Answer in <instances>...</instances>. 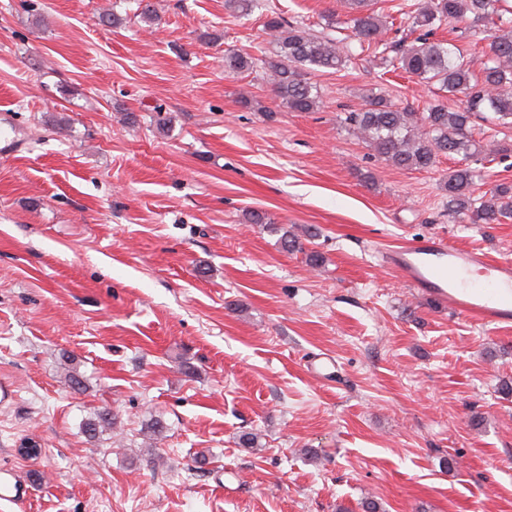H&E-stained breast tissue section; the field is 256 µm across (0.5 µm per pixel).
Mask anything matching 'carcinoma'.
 <instances>
[{
	"label": "carcinoma",
	"instance_id": "carcinoma-1",
	"mask_svg": "<svg viewBox=\"0 0 512 512\" xmlns=\"http://www.w3.org/2000/svg\"><path fill=\"white\" fill-rule=\"evenodd\" d=\"M358 2L362 7L350 8L344 21L353 34L349 40L312 33L302 23L286 22L275 11L266 15L263 27L276 52L262 65L276 96L289 110L314 111L320 96L310 75L355 64L361 53L354 44L376 46L389 29V16L372 10L363 0ZM391 10L407 17L412 38L374 53L375 61L386 73L403 71L421 84L437 86L452 96L463 95L464 106L450 110L438 100L423 112H412L371 92L363 96L361 109L345 113L348 131L401 170H432L443 156L467 160L486 148L495 155H508L509 148L501 141L489 139L483 144L473 135L479 123L484 135L500 127L512 129V6L508 0H424L415 10L402 0ZM452 23L489 28L487 59L479 70L473 69L467 49L437 38L438 30ZM256 66L247 53H224V67L231 72ZM481 180L482 175L467 164L448 171L444 183L448 217L464 224H501L512 219V183H492L481 192ZM281 247L305 254L314 266L323 262L321 254L306 249L295 235L284 234ZM111 424L112 416L103 410L87 419L83 429L94 437Z\"/></svg>",
	"mask_w": 512,
	"mask_h": 512
}]
</instances>
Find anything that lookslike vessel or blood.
Listing matches in <instances>:
<instances>
[{"mask_svg": "<svg viewBox=\"0 0 512 512\" xmlns=\"http://www.w3.org/2000/svg\"><path fill=\"white\" fill-rule=\"evenodd\" d=\"M384 264L410 287L447 301L450 312L485 324L512 322V262L487 259L484 253L453 245L446 238L427 235L386 249ZM484 274L481 289H466L463 274Z\"/></svg>", "mask_w": 512, "mask_h": 512, "instance_id": "obj_1", "label": "vessel or blood"}]
</instances>
